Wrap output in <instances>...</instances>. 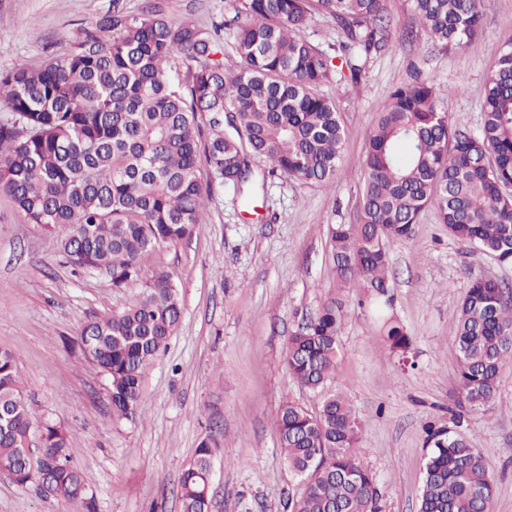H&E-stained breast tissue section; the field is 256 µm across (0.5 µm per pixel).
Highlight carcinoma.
<instances>
[{"mask_svg": "<svg viewBox=\"0 0 512 512\" xmlns=\"http://www.w3.org/2000/svg\"><path fill=\"white\" fill-rule=\"evenodd\" d=\"M230 2L224 27L233 31L239 67L224 65L217 32L153 11L133 15L115 0L112 14L67 57L0 75V108L9 113L0 124V191L30 223L67 229L68 262L112 272L116 288L138 276L144 252L191 235L212 186H233L247 204L258 160L269 163L264 179L331 185L347 130L321 87L345 69L356 78L357 61L389 45L384 0ZM411 2L446 51L469 43L482 26L481 0ZM315 13L335 19L344 35L338 65L305 35ZM176 58L188 62L182 76L169 74ZM428 209L452 238L512 264V42L497 50L475 134L453 128L434 85L395 87L366 136L360 223L328 225L337 290L365 289L386 338L403 353L409 336L384 316L392 301L388 244L410 237ZM181 316L178 291L160 273L123 310L84 328L98 336L95 347L77 338L84 357L108 376L114 415L136 413L141 370ZM342 318L341 303L329 298L288 337L285 362L302 387L321 391L335 377ZM455 346L462 402L484 409L512 359V296L495 280L471 281ZM22 393L12 354L0 350V409ZM36 424L29 403L14 409L0 429V472L28 485L47 481L57 498L84 499L69 436L52 423H43L44 445L59 466L31 471L21 450ZM276 430L301 485L290 512H374L376 474L354 452L361 426L344 395L324 394L315 412L284 402ZM425 433L418 512H492L493 469L455 419ZM216 453L201 443L184 470L181 512H208L204 478Z\"/></svg>", "mask_w": 512, "mask_h": 512, "instance_id": "1", "label": "carcinoma"}]
</instances>
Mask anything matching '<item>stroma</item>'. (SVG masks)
<instances>
[{
  "instance_id": "1",
  "label": "stroma",
  "mask_w": 512,
  "mask_h": 512,
  "mask_svg": "<svg viewBox=\"0 0 512 512\" xmlns=\"http://www.w3.org/2000/svg\"><path fill=\"white\" fill-rule=\"evenodd\" d=\"M121 2L132 14L150 6L204 29L230 12L229 0ZM482 9L479 34L448 52L433 44L410 0H385L386 50L362 60L358 81L322 88L348 131L333 187L275 178L254 185L247 209L231 187L213 188L202 224L144 253L138 277L124 287H113L106 270L73 267L61 252L63 229L28 223L0 194V349L15 356L36 419L68 432L89 495L57 499L0 473V512H180L179 479L204 440L218 450L210 512H289L300 486L273 420L288 400L316 411L321 395L290 375L285 347L302 316L333 296L344 319L331 388L362 419L357 454L377 476L376 512H418L425 427L452 417L496 475L493 512H512V360L502 365L494 404L474 411L457 402L454 346L470 281L488 276L512 292V266L470 252L426 211L411 238L388 246L389 314L411 338L401 353L360 305L362 289L337 291L327 263L329 225L359 221L366 134L395 86L446 89L442 108L453 127L477 131L497 49L512 40V0H482ZM111 10L112 0H0V75L74 51L83 29ZM161 272L178 290L181 323L141 373L136 414L118 418L106 375L76 339Z\"/></svg>"
}]
</instances>
